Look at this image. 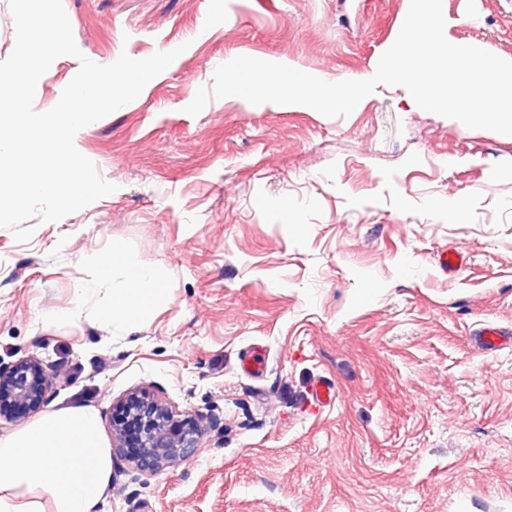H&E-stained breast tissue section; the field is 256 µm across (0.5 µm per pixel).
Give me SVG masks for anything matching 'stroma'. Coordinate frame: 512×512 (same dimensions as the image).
Here are the masks:
<instances>
[{
  "instance_id": "obj_1",
  "label": "stroma",
  "mask_w": 512,
  "mask_h": 512,
  "mask_svg": "<svg viewBox=\"0 0 512 512\" xmlns=\"http://www.w3.org/2000/svg\"><path fill=\"white\" fill-rule=\"evenodd\" d=\"M80 57L179 56L76 148L114 193L28 242L0 227V364L53 373L38 411L112 407L145 389L215 415L195 456L146 476L114 457L96 512H512V136L412 109L377 86L346 117L211 99L238 56L354 80L409 0H63ZM447 39L512 61V0H442ZM57 58L34 107L77 73ZM462 215H455V207ZM166 276L134 330L79 290L113 248ZM467 256L457 273L441 251ZM265 358L262 377L240 362ZM331 406L313 402L321 379Z\"/></svg>"
}]
</instances>
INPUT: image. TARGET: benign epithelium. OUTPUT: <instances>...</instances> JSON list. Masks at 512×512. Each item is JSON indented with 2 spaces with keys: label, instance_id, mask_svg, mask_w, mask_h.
Segmentation results:
<instances>
[{
  "label": "benign epithelium",
  "instance_id": "benign-epithelium-1",
  "mask_svg": "<svg viewBox=\"0 0 512 512\" xmlns=\"http://www.w3.org/2000/svg\"><path fill=\"white\" fill-rule=\"evenodd\" d=\"M51 381L36 359L0 367V416L11 406L38 409L46 400ZM113 448L146 475H155L192 457L199 448V419L177 414L146 392H132L115 408Z\"/></svg>",
  "mask_w": 512,
  "mask_h": 512
}]
</instances>
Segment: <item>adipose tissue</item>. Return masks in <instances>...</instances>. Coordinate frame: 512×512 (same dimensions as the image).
Wrapping results in <instances>:
<instances>
[{
    "instance_id": "obj_1",
    "label": "adipose tissue",
    "mask_w": 512,
    "mask_h": 512,
    "mask_svg": "<svg viewBox=\"0 0 512 512\" xmlns=\"http://www.w3.org/2000/svg\"><path fill=\"white\" fill-rule=\"evenodd\" d=\"M164 276L129 264L113 250L102 278L85 283L83 302L109 300L99 317L129 326L163 293ZM112 477V454L92 407L51 413L0 441V512H93Z\"/></svg>"
}]
</instances>
